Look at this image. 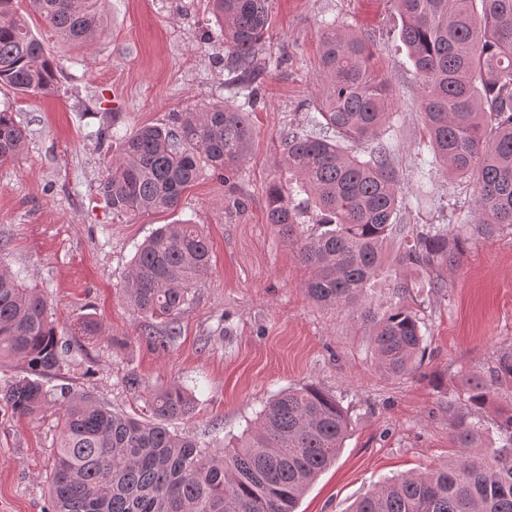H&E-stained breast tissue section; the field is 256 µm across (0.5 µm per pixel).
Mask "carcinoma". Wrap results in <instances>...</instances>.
Returning <instances> with one entry per match:
<instances>
[{
    "mask_svg": "<svg viewBox=\"0 0 512 512\" xmlns=\"http://www.w3.org/2000/svg\"><path fill=\"white\" fill-rule=\"evenodd\" d=\"M0 0V86L23 95L57 89L59 66L15 9ZM224 35V67L233 85L260 84L256 52L272 0H210ZM405 46L420 87L431 154L428 165L479 184L476 223H398L403 184L386 138L392 109L388 77L375 69L373 45L358 33L325 24L321 76L325 89L309 119L317 132L287 131L281 165L288 187L273 181L266 213L288 236L315 211L314 231L297 239L313 275L305 283L319 305L361 322L376 367L404 377L423 362L427 336L412 306L414 290L448 287L471 236L512 229V0H395ZM32 12L64 42L94 44L104 24L100 0H29ZM253 129L244 107L209 104L175 114L170 127L143 125L115 141L112 173L100 195L112 212L176 209L201 163L233 185ZM10 108L0 109V161L25 148ZM211 251L198 225L164 224L139 247L126 277L129 305L171 325L209 272ZM387 290L390 301L378 303ZM67 348L47 299L22 272L0 270V367L5 356L22 371L0 386V404L34 416L59 403L62 428L49 494L52 512H295L313 479L342 447L350 418L334 394L312 385L273 398L231 448L201 449L169 425L192 413V395L174 385L145 399L140 420L112 411L69 386L47 387ZM512 385V353L489 376L467 379L466 402L478 413L453 420L457 457L432 470L378 482L350 512H512V409L494 425L502 445L473 454L485 432L479 411L495 389Z\"/></svg>",
    "mask_w": 512,
    "mask_h": 512,
    "instance_id": "carcinoma-1",
    "label": "carcinoma"
}]
</instances>
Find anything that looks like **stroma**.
I'll use <instances>...</instances> for the list:
<instances>
[{"instance_id":"obj_1","label":"stroma","mask_w":512,"mask_h":512,"mask_svg":"<svg viewBox=\"0 0 512 512\" xmlns=\"http://www.w3.org/2000/svg\"><path fill=\"white\" fill-rule=\"evenodd\" d=\"M107 28L86 49L62 42L37 18L29 25L59 64L57 90L28 96L0 87L26 148L0 165V269L22 271L49 304L70 350L60 383L92 393L112 409L143 406V392L172 385L193 397L175 430L223 446L288 387L312 385L341 397L351 425L335 464L300 499L296 512H348L383 479L422 471L454 456L453 414L466 413L470 375H488L512 351V230L474 237L442 294L418 293L428 338L412 376L381 373L363 330L316 305L294 239L266 221L268 184L284 132L306 128L322 86L320 45L327 21L374 46L391 81V156L403 178V224H469L475 178L439 173L421 179L426 135L419 86L403 44L394 0H272L271 27L259 48L264 71L250 119L254 140L234 192L203 169L175 213L113 214L99 194L113 157L101 131L125 135L167 125L175 113L211 101L240 106L224 68V43L209 0H102ZM245 198L236 209L231 196ZM198 224L212 247V269L177 317L171 342L146 341L143 319L122 285L136 249L173 220ZM95 319L101 333L85 336ZM60 407L34 417L0 405V501L9 512H51L49 480L59 443Z\"/></svg>"}]
</instances>
